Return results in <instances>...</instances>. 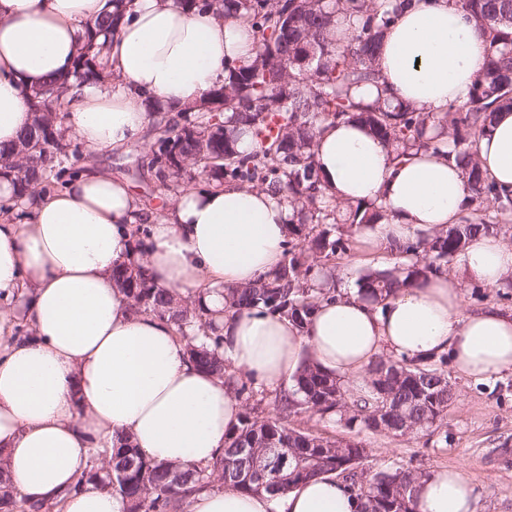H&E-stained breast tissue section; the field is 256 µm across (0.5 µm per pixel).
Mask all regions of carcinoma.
I'll return each mask as SVG.
<instances>
[{
  "mask_svg": "<svg viewBox=\"0 0 512 512\" xmlns=\"http://www.w3.org/2000/svg\"><path fill=\"white\" fill-rule=\"evenodd\" d=\"M200 1L219 15L243 16L257 34L255 57L246 66L227 67L224 83L208 98L214 107L198 106L155 126L150 154L141 156L137 170L168 193L192 186L196 170L212 181L263 188L292 207L282 264L255 284L225 288L227 308L263 307L304 329L319 301L331 297L315 287L316 280L347 254L356 228L385 218L374 201L342 205L327 195L315 160L317 133L326 122H359L394 148L397 159L413 149L439 153L462 167L467 182L461 221L391 246V262L360 275L362 299L377 301L447 270L477 233L512 232V196L494 189L476 156V138L495 114L512 111V0H451L474 18L488 48L468 100L442 113L392 106L380 97L366 103L355 95L362 86L380 88L375 62L383 33L410 0H178L185 7ZM117 19L109 14L86 27L70 71L77 80L104 77L97 41ZM294 19L300 26L285 28ZM65 92L64 80L33 90L32 123L17 141L0 146V168L14 172L19 198L34 185L44 192L63 186L89 161L79 148H70L61 131ZM243 134L252 144L247 153L238 149ZM112 280L133 312L174 322L192 362L227 378L238 396L253 398L248 382L229 372L222 337L211 335L213 319L200 301L188 304L157 287L135 258L114 266ZM447 363L445 353L380 357L353 395L342 377L307 358L294 388L275 394L273 410L262 408L260 400L246 407L224 454L209 465L185 469L148 459L128 440L115 450L92 449V466L79 484L120 495L126 512H184L193 494L214 487L276 496L334 472L364 501L363 512H418L415 487L425 474L408 468L367 471L361 468L362 441L314 434L294 419L306 413L337 416L349 427L358 422L376 433L382 424L395 436H416L442 425L454 400L443 369ZM250 454L259 466L248 475ZM303 455L313 461L307 472L297 473L295 457ZM104 459L108 470L100 465ZM1 468L0 459V512H61L56 497L19 495ZM173 470L180 472L176 483L169 477Z\"/></svg>",
  "mask_w": 512,
  "mask_h": 512,
  "instance_id": "cac0c4a2",
  "label": "carcinoma"
}]
</instances>
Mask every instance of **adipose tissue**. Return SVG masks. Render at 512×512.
<instances>
[{"label": "adipose tissue", "instance_id": "adipose-tissue-1", "mask_svg": "<svg viewBox=\"0 0 512 512\" xmlns=\"http://www.w3.org/2000/svg\"><path fill=\"white\" fill-rule=\"evenodd\" d=\"M107 0H0V145L32 121V91L67 77L86 25ZM107 76L71 81L63 132L87 153L144 141L160 120L194 106L223 82L228 65L250 63L255 35L240 16L216 17L177 0H125L108 38ZM485 38L449 0H415L382 40L377 67L392 103L443 111L465 102L480 71ZM480 165L512 190V111L497 113L477 141ZM316 162L326 192L342 203L377 201L387 218L360 229L374 249L456 223L467 185L460 168L430 152L396 161L385 142L355 121L325 124ZM0 174V323L28 325L24 340L0 336L1 471L19 494L61 496L62 512H125L118 494L77 486L91 450L131 437L139 453L185 468L224 449L242 401L198 369L168 319L130 311L112 268L132 254L130 230L145 224L144 264L178 298H201L224 338L223 352L255 384L293 377L303 349L342 377L360 376L382 352L410 358L448 353L455 369L485 380L512 368V314L465 307L460 275L441 273L381 303L340 288L319 303L306 329L254 308L224 310V290L266 277L283 261L293 211L262 189L217 181L179 189L166 207L144 203L128 183L94 167L49 193L14 196ZM461 275L497 286L512 274V246L480 234L459 257ZM419 512H476L460 469L443 468L417 487ZM332 474L280 501L213 488L188 512H361Z\"/></svg>", "mask_w": 512, "mask_h": 512}]
</instances>
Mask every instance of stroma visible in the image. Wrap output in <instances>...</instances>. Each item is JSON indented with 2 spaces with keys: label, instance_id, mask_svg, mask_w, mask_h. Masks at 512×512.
<instances>
[{
  "label": "stroma",
  "instance_id": "obj_1",
  "mask_svg": "<svg viewBox=\"0 0 512 512\" xmlns=\"http://www.w3.org/2000/svg\"><path fill=\"white\" fill-rule=\"evenodd\" d=\"M455 399L448 415L425 436H393L349 428L336 418L301 416L302 426L361 440L370 470L409 468L433 473L462 468L474 488L477 512H512V370L488 381L446 368Z\"/></svg>",
  "mask_w": 512,
  "mask_h": 512
}]
</instances>
